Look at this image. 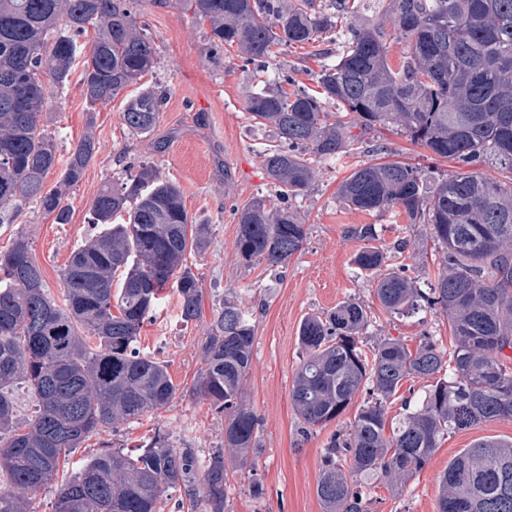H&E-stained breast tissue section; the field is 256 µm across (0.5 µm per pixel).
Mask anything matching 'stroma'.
Wrapping results in <instances>:
<instances>
[{"label":"stroma","instance_id":"35a3bbf8","mask_svg":"<svg viewBox=\"0 0 512 512\" xmlns=\"http://www.w3.org/2000/svg\"><path fill=\"white\" fill-rule=\"evenodd\" d=\"M130 7L158 50V64L140 86L167 90L154 130L137 135L126 129L123 97L90 105L83 93V67L75 65L63 93L50 105L57 153L67 158L88 129L94 132L98 152L68 197L69 222L55 223L36 205H28L15 223L0 224V251L7 250L18 233L28 235L51 296L61 299L62 270L90 231L89 207L100 188L123 177L128 166L152 163L164 180L180 188L190 217L210 224L211 235L205 251L188 259L203 289V321L183 323L176 297L168 296L142 327L138 346L167 361L175 384L191 386L203 367L200 342L209 320L225 296L235 293L243 298L255 325L245 394L261 420L256 467L266 495L261 499L250 495L248 468L228 466L224 512H323L316 495L323 449L331 435L353 421L368 395L359 393L339 420L301 436L290 389L302 354L298 343L302 319L354 298L364 304L371 318L368 343L399 336L412 347L420 334L427 333L443 352H451L453 346L446 316L435 311L404 316L387 312L375 297L371 280L354 264L366 243L349 229L372 224L378 234L375 245L387 253L389 267L404 269L421 288H428L437 277L439 263L438 255L428 247L429 225L410 223L395 209L383 213L354 210L337 198L336 188L368 161L370 149L379 146L393 159L420 164L432 177L448 173L450 164L394 128L375 126L350 156L321 161L315 181L296 199L307 238L284 272L261 265L243 267L234 254L238 230L234 210L254 198L275 194L260 159L271 135L251 121L246 90L259 81L273 83L287 74L295 78L297 87L314 88L310 75L318 67L314 48L278 47L273 59L259 70L246 64L236 47L209 53L208 25L198 24L192 12L175 0H131ZM401 241L407 247L400 253L396 245ZM157 427L169 435L173 445L195 449L203 461L224 444L223 415L202 398L179 395L160 410L120 424L117 431L88 438L74 451L70 464L78 466L106 443L135 449ZM486 437L512 439V421L495 420L449 433L429 463L405 486L394 489L386 478H374L367 490L370 512H436L440 473L462 449Z\"/></svg>","mask_w":512,"mask_h":512}]
</instances>
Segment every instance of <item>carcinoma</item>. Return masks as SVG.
<instances>
[{
    "mask_svg": "<svg viewBox=\"0 0 512 512\" xmlns=\"http://www.w3.org/2000/svg\"><path fill=\"white\" fill-rule=\"evenodd\" d=\"M209 23L213 51L237 46L265 63L272 47L323 40L313 73L317 90L254 87L247 111L270 127L262 166L278 203L256 198L237 210L238 262L284 267L307 229L288 201L312 184L318 162L338 159L378 123L458 164L441 178L400 163H371L338 186L337 197L363 212L400 209L432 226L442 250L435 284L424 290L366 247L354 258L394 314L448 315L452 367L432 337L415 349L385 336L365 351L370 323L354 299L310 314L299 326L302 360L290 391L300 433L339 418L360 391L369 394L349 428L330 438L316 494L323 512H369L364 484L381 474L401 486L421 471L450 431L512 420V0H185ZM406 43L397 67L388 59L384 21ZM97 27L84 60V94L95 106L114 99L157 64V51L127 0H0V224L34 203L58 224L69 221L70 190L97 153L91 134L72 148L58 185L56 138L44 124L50 96L65 84L77 37ZM165 102L161 90L130 98L127 130L147 134ZM340 106L348 120L336 118ZM360 133L354 134L352 130ZM97 232L72 251L61 274L63 302L48 292L30 238L20 233L0 253V512H33L32 501L58 476L60 458L89 437L116 430L169 404L180 390L166 362L141 352L137 337L161 300L177 291L180 318L202 315L201 283L188 265L210 239L193 223L182 192L143 163L108 182L93 200ZM255 340L251 314L224 299L200 347L205 364L190 394L224 413V447L206 463L177 448L161 429L136 452L110 445L61 482L52 512H156L179 488L190 507L203 471L205 512H224L227 461L247 463L260 447L261 421L244 396ZM430 379L423 398L392 435L387 403L407 379ZM34 413L19 418L15 388ZM438 512H512V441L480 439L438 477Z\"/></svg>",
    "mask_w": 512,
    "mask_h": 512,
    "instance_id": "obj_1",
    "label": "carcinoma"
}]
</instances>
